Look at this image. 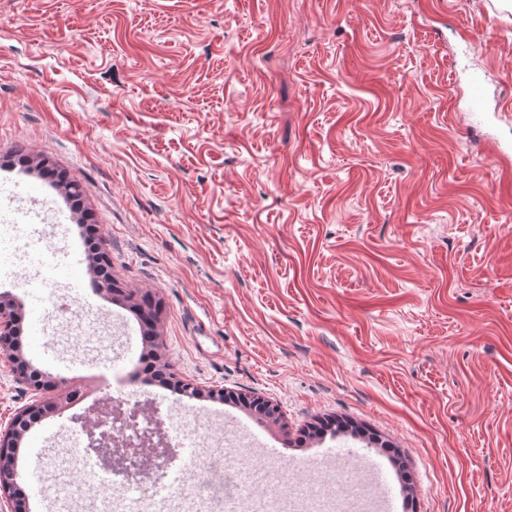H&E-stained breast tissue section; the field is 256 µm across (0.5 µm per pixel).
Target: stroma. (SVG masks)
I'll return each mask as SVG.
<instances>
[{
  "mask_svg": "<svg viewBox=\"0 0 512 512\" xmlns=\"http://www.w3.org/2000/svg\"><path fill=\"white\" fill-rule=\"evenodd\" d=\"M30 193L54 209L30 240L101 225L120 289L87 292L79 343L40 310L23 352L76 397L34 425L39 461L87 413L182 404L290 464L394 446L397 512H512L502 0H0V220ZM18 248L0 240V294L25 314ZM145 295L161 361L204 397L143 372ZM43 397L0 351V432ZM327 417L359 435L310 436Z\"/></svg>",
  "mask_w": 512,
  "mask_h": 512,
  "instance_id": "obj_1",
  "label": "stroma"
}]
</instances>
